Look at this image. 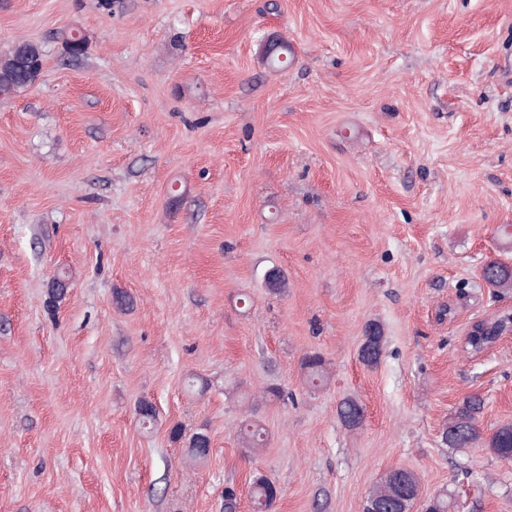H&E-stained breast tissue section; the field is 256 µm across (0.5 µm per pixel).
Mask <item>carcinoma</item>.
<instances>
[{
	"label": "carcinoma",
	"mask_w": 512,
	"mask_h": 512,
	"mask_svg": "<svg viewBox=\"0 0 512 512\" xmlns=\"http://www.w3.org/2000/svg\"><path fill=\"white\" fill-rule=\"evenodd\" d=\"M43 50L34 42L19 43L0 53V97L9 99L20 90L35 84L42 74ZM490 287L502 291H512V264L498 262L483 272ZM385 346V336L381 327L372 324L365 329L364 342L359 350V358L368 367L380 362ZM306 381L319 386L327 379V369L323 358L317 354L307 355L301 362ZM140 422L151 428L157 420L155 406L146 400L137 406ZM483 412V399L478 394L466 397L448 416L443 427L442 439L450 448L465 449L484 446L498 459L512 462V422L498 425L484 436L480 427ZM337 417L342 425L353 430L363 421L364 408L352 397L344 399L337 408ZM240 434L248 448H259L266 441V432L255 420L246 419L240 425ZM210 445V438L204 432H196L188 438V457L193 462H202L207 457L204 448ZM251 499L259 512H273L280 495L279 488L271 480L258 476L253 479ZM420 496V481L417 474L408 468H398L387 473L367 493L363 512H370L373 506L394 507L400 512L410 509ZM453 503L448 492L443 490L426 501L425 512H451Z\"/></svg>",
	"instance_id": "cac0c4a2"
}]
</instances>
